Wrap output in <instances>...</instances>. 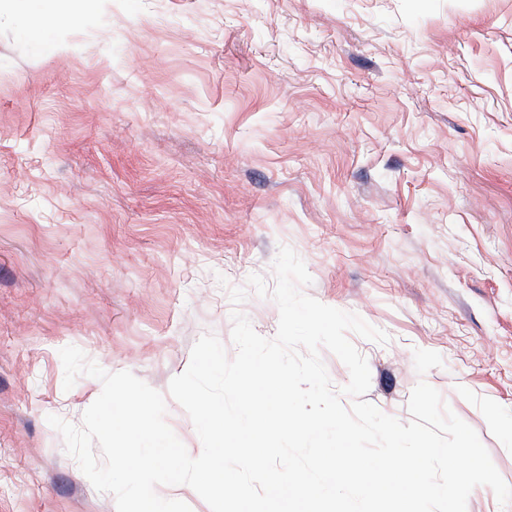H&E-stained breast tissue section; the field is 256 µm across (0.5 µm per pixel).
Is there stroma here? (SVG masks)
<instances>
[{"label": "stroma", "mask_w": 512, "mask_h": 512, "mask_svg": "<svg viewBox=\"0 0 512 512\" xmlns=\"http://www.w3.org/2000/svg\"><path fill=\"white\" fill-rule=\"evenodd\" d=\"M48 38L0 0V512H116L47 422L102 390L60 349L167 396L283 245L388 334L350 337L367 400L409 422L425 380L512 485V0H112Z\"/></svg>", "instance_id": "35a3bbf8"}]
</instances>
